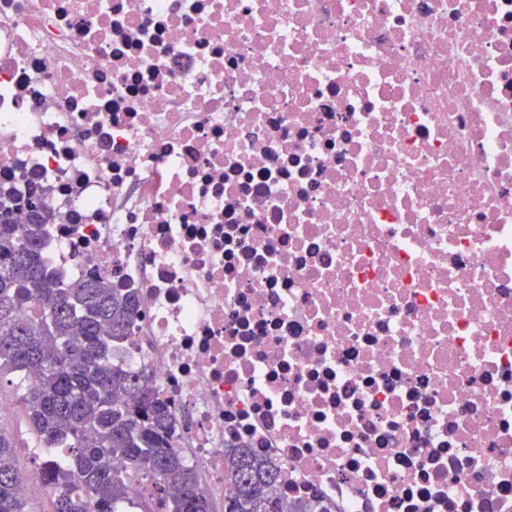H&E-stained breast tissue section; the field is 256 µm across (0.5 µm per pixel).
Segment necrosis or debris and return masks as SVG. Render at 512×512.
I'll return each instance as SVG.
<instances>
[{
  "instance_id": "necrosis-or-debris-1",
  "label": "necrosis or debris",
  "mask_w": 512,
  "mask_h": 512,
  "mask_svg": "<svg viewBox=\"0 0 512 512\" xmlns=\"http://www.w3.org/2000/svg\"><path fill=\"white\" fill-rule=\"evenodd\" d=\"M0 189L216 503L512 512V0H0ZM282 477L276 464L251 448H225L224 480L232 484L234 493L224 498V512H331L324 506L288 504L273 496L271 489Z\"/></svg>"
}]
</instances>
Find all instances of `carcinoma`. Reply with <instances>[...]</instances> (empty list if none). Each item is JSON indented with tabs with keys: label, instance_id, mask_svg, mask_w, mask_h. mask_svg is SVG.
Masks as SVG:
<instances>
[{
	"label": "carcinoma",
	"instance_id": "1",
	"mask_svg": "<svg viewBox=\"0 0 512 512\" xmlns=\"http://www.w3.org/2000/svg\"><path fill=\"white\" fill-rule=\"evenodd\" d=\"M16 199L0 192V383L20 373L23 402L56 491L54 512H214L208 486L174 444L177 420L145 373L119 363L138 312L135 294L97 276L62 282L42 256L50 214L27 200L31 219L15 224ZM39 310L23 317L25 306ZM282 471L250 448L224 449V512H331L272 495ZM15 444L0 430V512H30L19 493Z\"/></svg>",
	"mask_w": 512,
	"mask_h": 512
}]
</instances>
